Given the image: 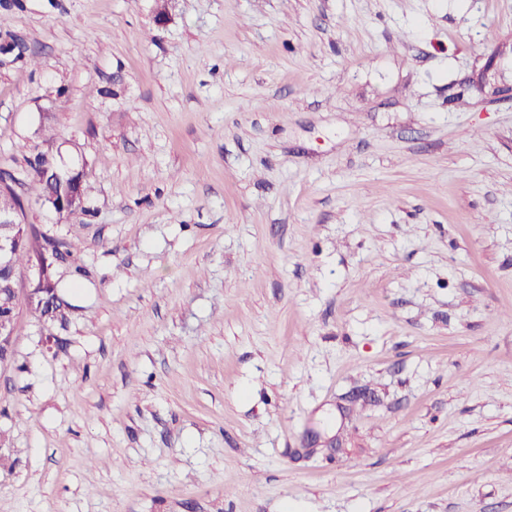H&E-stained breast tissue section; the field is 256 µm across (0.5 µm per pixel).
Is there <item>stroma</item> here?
<instances>
[{
    "label": "stroma",
    "mask_w": 512,
    "mask_h": 512,
    "mask_svg": "<svg viewBox=\"0 0 512 512\" xmlns=\"http://www.w3.org/2000/svg\"><path fill=\"white\" fill-rule=\"evenodd\" d=\"M155 15L0 0V171L83 269L18 305L0 512H512V0ZM52 167L54 166L41 156L36 157L33 162H30L31 173L32 171L34 172L32 182L37 191L39 200H43L44 202H46V198L50 196L60 198L66 190L68 171L59 170V172H57ZM47 169L51 172L56 171L59 176H56L54 173L45 176ZM48 261H41L38 263L37 266L33 267L34 270V276H35V285L34 287L29 291L28 294V302L30 306L38 307L41 309L46 305L48 300L45 297L46 290L45 288H48L49 293H51V298L53 299V308H48V312H51V316L45 317L44 310H40L37 312V315L44 320V323H54L56 321H64L66 316V310L71 308V305L68 301H66L59 293H58V287L57 282L55 281L53 277V273L48 277L46 281V287L44 288L45 284V277L48 272Z\"/></svg>",
    "instance_id": "stroma-1"
}]
</instances>
